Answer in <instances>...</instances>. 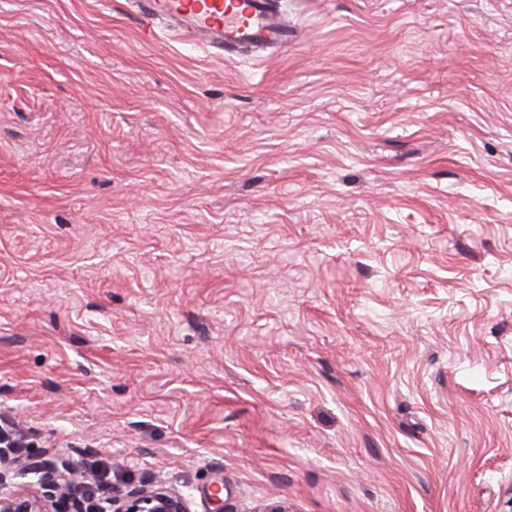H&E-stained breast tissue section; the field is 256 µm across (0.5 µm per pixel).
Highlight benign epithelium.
I'll return each mask as SVG.
<instances>
[{
    "label": "benign epithelium",
    "instance_id": "7a95c632",
    "mask_svg": "<svg viewBox=\"0 0 512 512\" xmlns=\"http://www.w3.org/2000/svg\"><path fill=\"white\" fill-rule=\"evenodd\" d=\"M24 469L22 458L17 457L8 469L0 470V512H191L188 500L161 481L136 487L122 498L114 497L105 507H92L73 493L79 468L72 461L60 468L54 464L47 467L41 480L44 494L5 489L8 475L20 477Z\"/></svg>",
    "mask_w": 512,
    "mask_h": 512
}]
</instances>
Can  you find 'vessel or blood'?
Here are the masks:
<instances>
[{
    "mask_svg": "<svg viewBox=\"0 0 512 512\" xmlns=\"http://www.w3.org/2000/svg\"><path fill=\"white\" fill-rule=\"evenodd\" d=\"M146 19L165 20L183 40L230 59L243 50L275 52L296 43L298 31L275 0H134Z\"/></svg>",
    "mask_w": 512,
    "mask_h": 512,
    "instance_id": "b4317fda",
    "label": "vessel or blood"
}]
</instances>
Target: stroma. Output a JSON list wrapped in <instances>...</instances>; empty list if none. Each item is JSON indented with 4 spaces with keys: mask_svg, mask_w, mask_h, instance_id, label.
<instances>
[{
    "mask_svg": "<svg viewBox=\"0 0 512 512\" xmlns=\"http://www.w3.org/2000/svg\"><path fill=\"white\" fill-rule=\"evenodd\" d=\"M280 5L226 60L0 0V427L191 512H512V0Z\"/></svg>",
    "mask_w": 512,
    "mask_h": 512,
    "instance_id": "stroma-1",
    "label": "stroma"
}]
</instances>
